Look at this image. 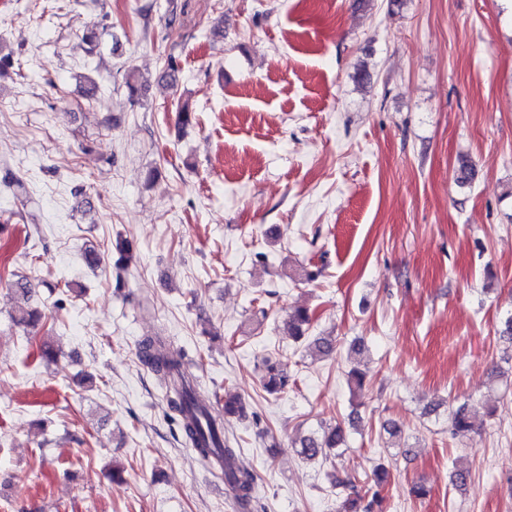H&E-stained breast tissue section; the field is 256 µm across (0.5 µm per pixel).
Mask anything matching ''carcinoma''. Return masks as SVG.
Returning <instances> with one entry per match:
<instances>
[{"mask_svg": "<svg viewBox=\"0 0 512 512\" xmlns=\"http://www.w3.org/2000/svg\"><path fill=\"white\" fill-rule=\"evenodd\" d=\"M116 249L120 254L117 265L127 268L137 261L136 252L128 241H119ZM18 326L33 327L38 322L37 311L19 307L12 316ZM312 322V314L306 309H297L287 315L284 324L288 335L299 339L305 335ZM141 362L163 380L167 389V405L179 418L182 432L199 456L216 455L224 460V484L233 492L238 512H254L256 488L254 475L238 462L237 449L224 436L223 419L244 418L247 404L237 394L226 390L224 398H216L218 407L203 404L196 395L195 385L184 354L171 347L160 336H147L138 344ZM290 376L278 363L268 359L263 365L262 387L269 394L288 390ZM453 433L468 432L474 423L465 408L460 407L450 414ZM346 442L345 430L338 425L321 433H312L300 441L299 453L312 460L325 456ZM390 478L389 471L378 466L372 471L368 488L364 494L346 497L338 512H372L373 504L383 499Z\"/></svg>", "mask_w": 512, "mask_h": 512, "instance_id": "carcinoma-1", "label": "carcinoma"}]
</instances>
